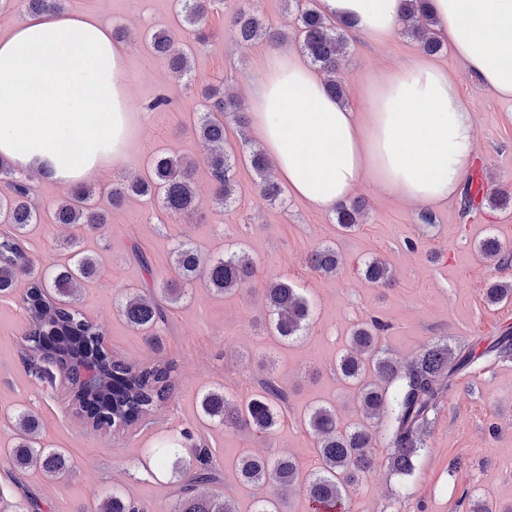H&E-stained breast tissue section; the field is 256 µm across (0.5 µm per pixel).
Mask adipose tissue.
<instances>
[{
	"label": "adipose tissue",
	"instance_id": "obj_1",
	"mask_svg": "<svg viewBox=\"0 0 512 512\" xmlns=\"http://www.w3.org/2000/svg\"><path fill=\"white\" fill-rule=\"evenodd\" d=\"M438 31L467 71L512 102V0H430ZM379 40L399 27L402 0H319ZM126 52L91 15L35 17L0 38V159L62 184L121 160L131 129ZM368 112L325 91L297 54L275 53L250 97L254 129L290 192L319 210L370 179L418 205L452 197L474 160V121L448 73L415 60L374 80ZM109 126H101L99 113Z\"/></svg>",
	"mask_w": 512,
	"mask_h": 512
}]
</instances>
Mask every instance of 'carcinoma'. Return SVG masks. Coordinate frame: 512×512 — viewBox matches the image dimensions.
Here are the masks:
<instances>
[{"instance_id":"cac0c4a2","label":"carcinoma","mask_w":512,"mask_h":512,"mask_svg":"<svg viewBox=\"0 0 512 512\" xmlns=\"http://www.w3.org/2000/svg\"><path fill=\"white\" fill-rule=\"evenodd\" d=\"M178 2L195 41L205 43L209 33L200 23L214 9V0ZM21 5L31 17L64 10V0H21ZM298 12L302 53L323 73L328 92L336 100H344L345 90L336 78V71L340 57L347 52L352 23L326 17L316 3L301 7ZM400 26L425 53L433 55L442 50L429 0H403ZM232 29L238 42L261 38L268 45L278 47L284 41L279 31L263 24L249 11L236 14ZM150 43L154 55L173 72L183 75L190 71L191 55L178 45L173 33L156 31ZM201 95L205 110L196 134L207 151L206 166L216 203L226 208L234 202L236 193V160L224 153V116H232L240 126L248 124L249 116L234 99L224 96L221 86H205ZM247 161L259 178L262 196L278 200L281 187L265 177L270 163L266 152L254 145L247 150ZM195 170L193 161L161 152L152 159L146 175L112 185L109 191L112 205L119 206L132 195L157 194L170 215H190L196 210ZM0 178L5 179L8 188V193L0 195V224L10 226L9 231L0 233V294H11L20 278H29L22 297L29 324L24 340L29 351L51 355L50 364L55 366L85 363L98 371L99 384L76 387L70 394L77 413L93 427L132 426L153 414L170 397L174 364L159 362L139 367L112 357L104 347L103 333L77 308L84 282L99 271L98 259L77 251L68 265L52 275L35 274L21 239L31 225L38 223L40 214L30 200V189L22 175L0 162ZM94 198L92 186L74 188L54 209V223L69 224L81 232L108 223L107 211L97 207ZM367 210L368 203L361 198L342 203L335 209L336 224L343 231H352L362 223ZM479 253L497 263H504L512 256V251L494 236L480 242ZM172 260L177 279L123 298L120 313L131 327L155 332L166 325L170 308L180 303L186 287L198 279L204 280L215 294L224 295L251 284L258 274L255 261L246 252L205 261L193 246L183 241L173 248ZM308 263L320 272L333 274L340 258L333 246L324 245L309 254ZM364 275L383 286L394 281L390 266L376 258L366 264ZM262 292L269 311L271 335L283 342L302 336L312 316L308 298L288 282L274 278L263 281ZM484 296L492 305L512 299V282H493L485 288ZM54 328L81 337L92 355L75 353L72 344L65 340L53 346L45 345ZM384 328L376 319L357 324L350 337V350L337 364L344 380L356 386L357 400L366 418L374 424L343 427L333 406L316 405L305 420L319 459L316 468L304 470L291 455L266 457L243 453L232 461L241 483L271 489L270 494L255 501L254 512H285L286 497L296 488L302 490L311 512H350V492L378 465L380 442L386 448L385 461L391 474L400 478L412 475L435 415L454 379L491 354L512 356V333H506L481 351L474 344L458 349L446 343L432 344L410 362L400 365L378 348L379 333ZM257 384V390L240 401L229 399L219 389L208 390L200 403L203 416L226 427L269 437L281 422L288 392L269 373ZM15 429L17 437L10 459L16 469L34 470L48 481H58L73 469V461L66 451L42 445L43 429L32 412H19ZM157 465L171 470L173 478L185 483L183 494L170 512H238L233 500L206 491V486L218 478V464L207 449L192 448L184 453L179 448H169L158 456ZM94 512H145V509L125 494L114 492L98 502Z\"/></svg>"}]
</instances>
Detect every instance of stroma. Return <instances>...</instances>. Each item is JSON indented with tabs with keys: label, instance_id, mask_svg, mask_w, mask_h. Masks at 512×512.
<instances>
[{
	"label": "stroma",
	"instance_id": "obj_1",
	"mask_svg": "<svg viewBox=\"0 0 512 512\" xmlns=\"http://www.w3.org/2000/svg\"><path fill=\"white\" fill-rule=\"evenodd\" d=\"M242 9L284 34L283 51L299 52L296 11L288 0H221L204 23L211 34L208 43L200 45L184 35L185 46L193 51L192 69L179 79L149 44L153 31L182 27L176 0L66 2L67 12L93 15L111 29L128 32L122 44L136 119L124 160L93 180L96 204L110 208L108 193L114 181L146 174L153 155L167 152L197 161L198 213L175 220L158 199L133 197L110 208V224L81 239V249L99 257L101 270L85 282L78 307L103 331L109 351L139 366L166 361L176 365L170 399L136 425L94 429L75 413L60 384L37 380L22 356L28 322L20 296L27 279H20L15 295L0 296V512H15L30 498L40 503L41 512H89L90 505L116 490L139 501L147 512H167L181 486L170 473L154 467L152 456L184 431L190 432L194 444L211 451L220 468L213 492L235 500L239 512H252L261 491L238 481L231 459L244 452H285L310 470L317 457L304 421L312 406H334L344 425L362 422L356 389L337 371L355 325L373 317L386 322L379 346L405 363L437 342L486 346L497 340L503 318H512V301L491 305L484 299L489 282H512V264L486 261L477 251L488 236L512 246V206H485L465 215L454 196L428 210L433 221L426 224L420 218L422 206L386 197L364 180L353 195L368 201L369 214L355 230L343 232L334 212L313 209L290 192L275 201L262 197L254 172L244 162L235 169L234 205L216 204L202 162L204 149L194 130L203 109L199 91L220 85L247 101L271 60L263 40L234 39L231 20ZM424 58L447 70L473 114L474 162L481 166L489 190H511L512 104L497 100L451 49L428 57L399 32L386 40L351 32L337 72L346 107H364L365 89L379 73ZM161 95L169 98V107L148 110V103ZM30 187L41 221L31 226L23 244L36 272L42 273L68 263L72 255L71 228L51 219L69 188L36 173ZM180 241L206 257L246 252L264 276L301 288L313 309L309 328L298 340L280 343L264 327L268 311L258 287L218 296L200 282L190 286L158 334L127 325L117 309L119 300L161 287L163 279L173 277L171 250ZM325 244L334 246L341 258L333 275L306 262L315 247ZM136 249L147 256L149 268L133 259ZM376 257L392 268V287L364 279L365 263ZM263 362L271 365L289 395L284 420L269 440L202 416L199 401L210 389L238 400L252 394ZM24 409L42 421L46 447L72 456L75 466L60 481L51 483L36 472L14 469L7 448L15 433L14 416ZM478 497L491 499L499 512H512V358L482 359L460 376L438 410L413 475L401 480L377 466L352 492L351 510L471 512V502Z\"/></svg>",
	"mask_w": 512,
	"mask_h": 512
}]
</instances>
